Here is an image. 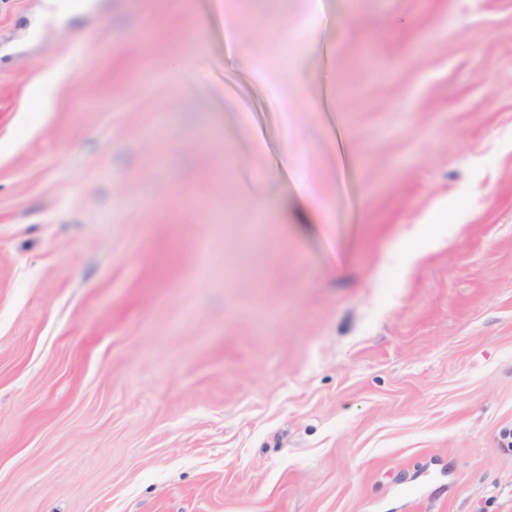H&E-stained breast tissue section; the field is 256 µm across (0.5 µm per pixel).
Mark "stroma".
Wrapping results in <instances>:
<instances>
[{
  "mask_svg": "<svg viewBox=\"0 0 512 512\" xmlns=\"http://www.w3.org/2000/svg\"><path fill=\"white\" fill-rule=\"evenodd\" d=\"M509 430L512 0H0V512H512Z\"/></svg>",
  "mask_w": 512,
  "mask_h": 512,
  "instance_id": "35a3bbf8",
  "label": "stroma"
}]
</instances>
